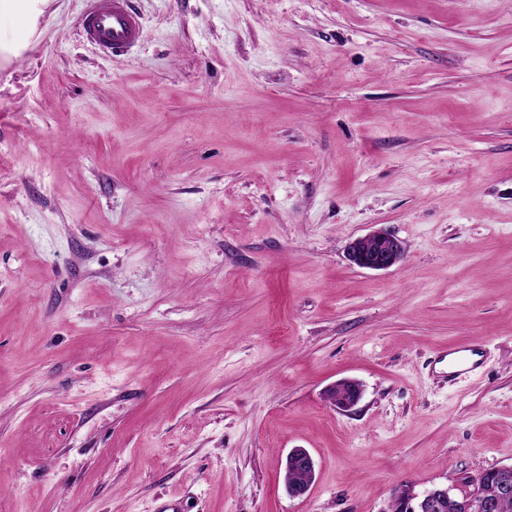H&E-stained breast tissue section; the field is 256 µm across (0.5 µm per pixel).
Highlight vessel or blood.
<instances>
[{"mask_svg": "<svg viewBox=\"0 0 512 512\" xmlns=\"http://www.w3.org/2000/svg\"><path fill=\"white\" fill-rule=\"evenodd\" d=\"M86 39L103 53L121 55L134 48L142 28L131 0H93L83 23ZM473 344L462 342L449 352V378L472 372L477 366Z\"/></svg>", "mask_w": 512, "mask_h": 512, "instance_id": "b4317fda", "label": "vessel or blood"}]
</instances>
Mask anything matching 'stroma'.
Returning <instances> with one entry per match:
<instances>
[{
    "mask_svg": "<svg viewBox=\"0 0 512 512\" xmlns=\"http://www.w3.org/2000/svg\"><path fill=\"white\" fill-rule=\"evenodd\" d=\"M133 6L112 56L89 0H0V512H390L512 466V0ZM377 230L403 260L351 265ZM83 29L86 39L105 54L121 55L134 48L142 28L131 0H92ZM476 353H478L476 347L468 342H461L448 351L451 362L448 379L453 380L460 375L472 372L477 366V360L473 358ZM362 394V385L356 380L348 379L328 387L324 396L331 407L347 412L358 404ZM285 471V482L286 484H295L302 483L305 480L304 484H295L291 487H288L286 492L292 498H300L306 495L313 476H314V468L315 462L312 455L305 448H293L286 455L284 462ZM300 471V472H297ZM304 473L306 475V479Z\"/></svg>",
    "mask_w": 512,
    "mask_h": 512,
    "instance_id": "1",
    "label": "stroma"
}]
</instances>
